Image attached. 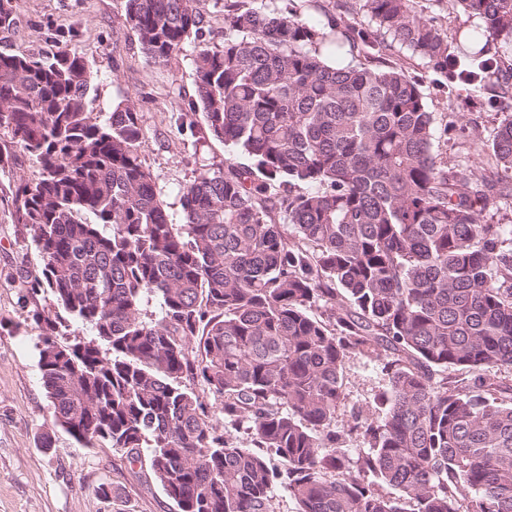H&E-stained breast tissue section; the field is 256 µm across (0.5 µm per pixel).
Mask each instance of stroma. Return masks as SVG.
Instances as JSON below:
<instances>
[{
	"label": "stroma",
	"instance_id": "35a3bbf8",
	"mask_svg": "<svg viewBox=\"0 0 512 512\" xmlns=\"http://www.w3.org/2000/svg\"><path fill=\"white\" fill-rule=\"evenodd\" d=\"M0 1L16 19L13 27L0 28V53L37 56L62 49L88 57L98 71L93 110L107 112L119 102L135 107L141 124L136 152L167 202H177L200 164L251 165L247 154L207 134L204 123L180 127L177 118L195 97L194 52L185 48L166 64L148 59L123 22L126 0ZM388 59L421 82L437 123L478 132L475 141L449 134V160L479 157L501 118L500 103L474 98L467 86H445L420 55L395 51ZM39 176L36 162L0 129V512H172L146 470L107 445L84 446L53 424L31 320L35 305L49 299L30 298L18 286L20 271L40 274L42 261L12 217L18 186ZM384 384L380 361L351 356L338 421L355 411L374 415L373 399ZM46 438L51 447H43ZM103 483L112 488L109 496L98 491Z\"/></svg>",
	"mask_w": 512,
	"mask_h": 512
}]
</instances>
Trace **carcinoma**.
I'll return each instance as SVG.
<instances>
[{
	"instance_id": "carcinoma-1",
	"label": "carcinoma",
	"mask_w": 512,
	"mask_h": 512,
	"mask_svg": "<svg viewBox=\"0 0 512 512\" xmlns=\"http://www.w3.org/2000/svg\"><path fill=\"white\" fill-rule=\"evenodd\" d=\"M357 2L371 27L227 0L210 45L202 0H127L152 61L196 40L194 108L253 161L201 166L178 224L137 155L138 112L92 116L88 58L0 54V128L41 171L13 220L43 264L22 286L53 302L32 314L53 423L148 460L175 512H275L278 487L298 512H512V224L488 222L512 205V113L486 144L495 175L450 164L420 83L374 64L398 48L449 83L468 67L506 108L482 36L512 46V0H450L483 21L454 37L416 0ZM344 42L366 61L324 55ZM68 319L87 334L61 346ZM353 355L386 384L376 417L339 424Z\"/></svg>"
}]
</instances>
